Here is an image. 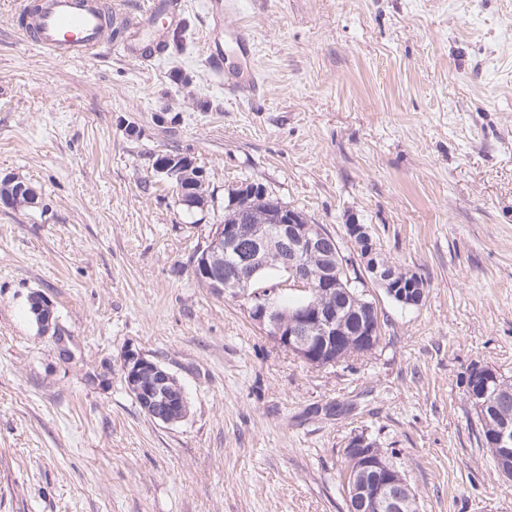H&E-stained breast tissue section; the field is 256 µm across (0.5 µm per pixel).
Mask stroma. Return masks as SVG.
I'll use <instances>...</instances> for the list:
<instances>
[{"instance_id": "35a3bbf8", "label": "stroma", "mask_w": 512, "mask_h": 512, "mask_svg": "<svg viewBox=\"0 0 512 512\" xmlns=\"http://www.w3.org/2000/svg\"><path fill=\"white\" fill-rule=\"evenodd\" d=\"M181 2L183 49L140 63L42 54L0 0V174L38 194L0 206V512H347L360 433L418 512H512L464 396L474 366L512 380V0H242L249 99L209 61L206 0ZM169 153L203 170L205 208L156 172ZM253 180L343 251L368 225L423 303L371 286L384 338L333 366L280 348L192 274ZM129 349L177 378L185 420L140 409ZM30 303L33 304V313L35 314L38 325L45 333L53 330V336L58 354L61 358H68L69 348L67 346V336L62 334L54 315L52 302L41 293H35L31 296Z\"/></svg>"}]
</instances>
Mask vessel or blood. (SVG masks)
Listing matches in <instances>:
<instances>
[{
	"label": "vessel or blood",
	"mask_w": 512,
	"mask_h": 512,
	"mask_svg": "<svg viewBox=\"0 0 512 512\" xmlns=\"http://www.w3.org/2000/svg\"><path fill=\"white\" fill-rule=\"evenodd\" d=\"M179 0H140L136 13L120 17L121 26L138 28L141 20L157 11L177 18ZM107 0H18L13 13L19 32L31 47L56 58L93 60L105 43L104 16ZM240 0H224L212 13L216 29L224 30L239 60L236 70L225 72L224 86L238 94H255L259 79L254 67L250 34L240 19Z\"/></svg>",
	"instance_id": "obj_1"
}]
</instances>
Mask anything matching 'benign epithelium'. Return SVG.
Wrapping results in <instances>:
<instances>
[{"label":"benign epithelium","instance_id":"obj_1","mask_svg":"<svg viewBox=\"0 0 512 512\" xmlns=\"http://www.w3.org/2000/svg\"><path fill=\"white\" fill-rule=\"evenodd\" d=\"M156 171L172 181L180 193L186 179L193 177L197 190L187 196L185 203L190 208L207 205L209 195L204 173L194 168L189 157L171 154L157 166ZM255 196L256 188L249 187L246 182L233 196L232 205L239 207V219L248 220L251 214L249 203ZM243 232L245 229L237 224H214L205 245L198 251L194 269L209 279L210 287L216 292H224L222 261L228 262L231 271L250 272L257 267L262 246L270 239L280 243L278 261L290 274L289 281L284 283L286 287L291 285L302 290L313 287V272L305 262L308 255L321 254L328 265L335 264V239L328 237L297 211L280 207L270 212V220L258 225L253 234L247 237ZM235 287V294L244 300V307L251 314V319L274 342L296 355L307 360L314 359L315 347L341 344L343 331L335 312L311 302L289 309L288 321L285 322L280 320L278 287L251 293L242 280L236 282ZM30 303L33 304L39 327L46 333H53L59 356L68 358L67 337L57 324L52 302L43 294L35 293ZM375 310L373 303H361L360 329L356 335L349 337L348 343L356 353L368 352L376 347L378 328ZM122 372L136 402L154 420L169 425L187 416L188 406L183 388L172 374L154 360L129 350L123 358ZM146 374L155 376L156 381L151 385L144 384L143 376ZM501 380L502 377L495 370L480 365L474 367L470 376V382L478 384L485 394L499 388ZM495 441L501 449L497 467L508 475L512 473V431L506 426L498 429ZM345 457L349 463L350 484L346 485V495L351 512H401L403 500L400 488L406 484L404 476L369 446L368 439L356 437L349 441Z\"/></svg>","mask_w":512,"mask_h":512}]
</instances>
